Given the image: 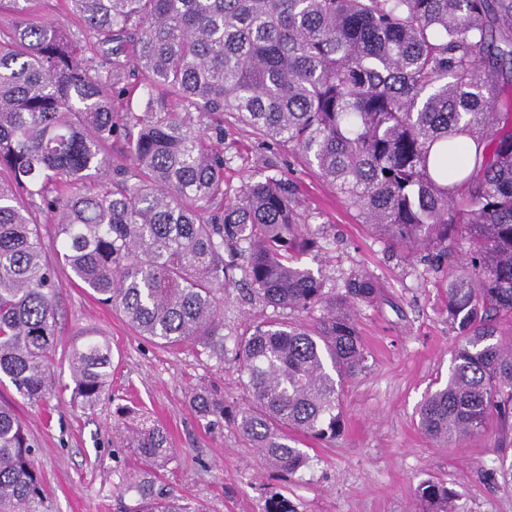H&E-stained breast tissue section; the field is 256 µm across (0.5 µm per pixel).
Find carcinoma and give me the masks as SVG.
Listing matches in <instances>:
<instances>
[{"label":"carcinoma","instance_id":"obj_1","mask_svg":"<svg viewBox=\"0 0 512 512\" xmlns=\"http://www.w3.org/2000/svg\"><path fill=\"white\" fill-rule=\"evenodd\" d=\"M0 0V380L31 404L56 390V267L120 309L155 345H185L224 363L218 295L240 281L274 308L318 311L310 326L271 319L239 336L253 402L232 410L208 393L197 416L228 419L265 464L295 475L302 439L331 442L344 418L341 384L366 368L357 308L380 295L352 272L340 293L303 258L322 253L283 174L224 185V115L295 151L390 244L428 253L448 283L457 344L445 385L419 421L432 440L512 419V0ZM146 111L133 112L130 84ZM181 105L184 111L177 112ZM122 136L129 164L112 157ZM460 135L482 146L469 174ZM55 224L44 253L40 215ZM460 224L471 246L448 249ZM74 397L109 390L112 347L92 333L68 354ZM147 463L120 489L126 512H191L156 488L166 432L144 413L123 422ZM35 444L0 406V512H48ZM417 512H460L440 481L416 490ZM264 512H298L287 495Z\"/></svg>","mask_w":512,"mask_h":512}]
</instances>
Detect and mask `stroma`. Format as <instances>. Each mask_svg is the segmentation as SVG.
<instances>
[{
  "label": "stroma",
  "mask_w": 512,
  "mask_h": 512,
  "mask_svg": "<svg viewBox=\"0 0 512 512\" xmlns=\"http://www.w3.org/2000/svg\"><path fill=\"white\" fill-rule=\"evenodd\" d=\"M219 147L224 181L232 187L271 165L297 183L309 228L326 245L322 260L306 257L310 268L338 287L357 270L382 287L377 301L357 309L368 360L365 371L343 385L344 431L336 441L310 443V466L288 477L268 468L231 423L208 429L199 421L189 402L193 390H209L235 409L251 403L235 340L248 324L280 315L238 286L224 292L226 352L219 365L197 358L192 348L171 352L139 336L119 309L71 285L70 270L61 267L58 390L47 405L36 406L10 382L0 383V405L14 410L37 444L33 463L50 512H122L117 488L144 464L115 432L120 406L149 413L166 429L174 453L159 485L189 498L200 512H263L274 488L287 490L298 512H414L415 490L428 479L455 490L462 512H512V476L500 468L501 458L512 459L511 425L493 417L480 434L446 445L418 425L424 397L448 380L457 343L438 275L419 255L391 246L362 224L315 169L248 128L225 119ZM88 328L106 336L113 356L109 391L92 409L74 403L67 389L69 347Z\"/></svg>",
  "instance_id": "stroma-1"
}]
</instances>
